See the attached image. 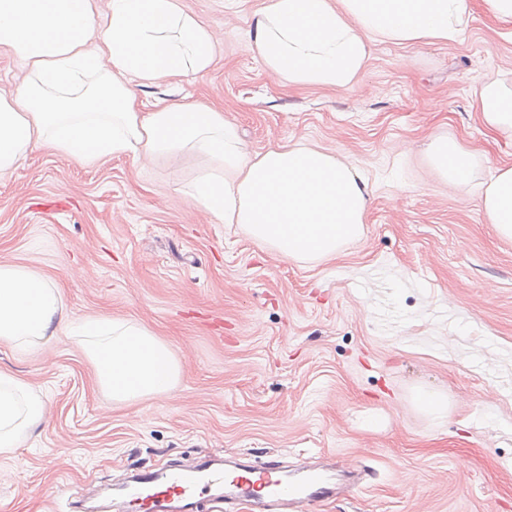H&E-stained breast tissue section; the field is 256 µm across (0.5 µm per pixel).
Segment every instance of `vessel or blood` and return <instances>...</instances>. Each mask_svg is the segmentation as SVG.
<instances>
[{
	"mask_svg": "<svg viewBox=\"0 0 512 512\" xmlns=\"http://www.w3.org/2000/svg\"><path fill=\"white\" fill-rule=\"evenodd\" d=\"M121 489L135 512H194L206 495L250 502L254 512H287L334 495L336 485L329 471L318 468L291 470L276 460L252 465L204 458L187 470L141 471Z\"/></svg>",
	"mask_w": 512,
	"mask_h": 512,
	"instance_id": "1",
	"label": "vessel or blood"
}]
</instances>
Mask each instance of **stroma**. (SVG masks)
<instances>
[{
    "mask_svg": "<svg viewBox=\"0 0 512 512\" xmlns=\"http://www.w3.org/2000/svg\"><path fill=\"white\" fill-rule=\"evenodd\" d=\"M265 2L183 0L215 32V63L138 98L221 107L254 153L290 141L345 155L373 190L362 239L287 261L185 194L200 158L86 167L32 151L0 177V263L55 281L72 317L150 329L181 375L115 407L71 337L35 353L0 344V369L46 405L0 455V512H76L110 503L126 470L224 456L328 461L339 491L310 512H512V241L486 223L479 189L487 159L512 163V139L474 110L488 75L512 83V25L472 0L453 42L374 41L353 87H293L250 42ZM433 136L478 151L477 187L426 165ZM420 392L446 413L421 411Z\"/></svg>",
    "mask_w": 512,
    "mask_h": 512,
    "instance_id": "obj_1",
    "label": "stroma"
}]
</instances>
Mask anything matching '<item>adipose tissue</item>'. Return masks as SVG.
Returning <instances> with one entry per match:
<instances>
[{"label":"adipose tissue","mask_w":512,"mask_h":512,"mask_svg":"<svg viewBox=\"0 0 512 512\" xmlns=\"http://www.w3.org/2000/svg\"><path fill=\"white\" fill-rule=\"evenodd\" d=\"M472 0H267L250 30L264 70L293 86L357 83L373 40L452 42ZM213 30L180 0H0V48L24 65L0 89V176L49 146L84 166L108 157L171 159L191 153L207 166L186 193L215 223L235 224L295 262L335 257L358 241L372 202L367 178L344 156L306 143L251 152L223 111L196 101H161L143 111L136 88L208 71ZM476 110L489 131L512 137V87L488 78ZM425 158L449 186L474 180V157L436 137ZM487 223L512 240V165H495L482 193ZM67 335L93 364L115 406L170 392L173 350L141 326L102 316L71 319L57 285L39 271L0 264V343L27 353ZM45 414L38 393L0 371V454L11 453Z\"/></svg>","instance_id":"1"}]
</instances>
